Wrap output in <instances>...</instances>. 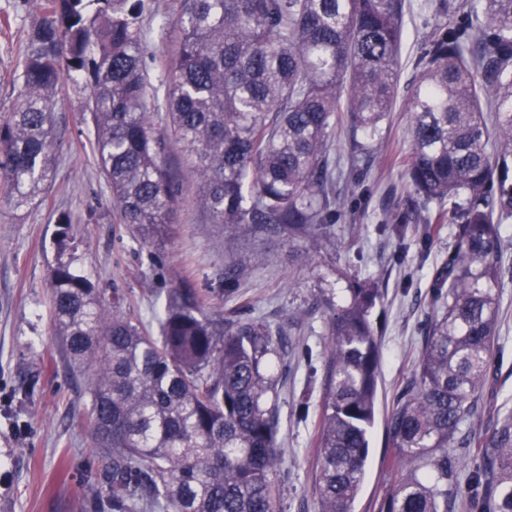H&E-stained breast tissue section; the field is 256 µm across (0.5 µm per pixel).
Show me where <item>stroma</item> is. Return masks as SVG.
<instances>
[{
	"label": "stroma",
	"instance_id": "stroma-1",
	"mask_svg": "<svg viewBox=\"0 0 512 512\" xmlns=\"http://www.w3.org/2000/svg\"><path fill=\"white\" fill-rule=\"evenodd\" d=\"M402 73L396 106L383 127V155L366 174L367 192L354 199L328 247L309 237L294 240L260 230L248 234L214 223L199 203V184L181 152L170 167L179 180L180 204L170 238L158 248L139 245L112 208L100 178L92 136L83 119L87 92L66 84L55 112L53 180L37 205L13 210L0 201V512H81L89 486L106 465L92 446L83 381L72 378L58 354L51 327L48 265L58 254L59 214L71 220L67 244L99 288L124 289L127 303L148 327L168 289L191 283L220 288L234 271L225 310L261 316L287 333L288 353L279 386V439L288 475L281 512H316L313 438L315 413L299 416L301 402L322 397L325 324L322 293L343 295L339 271L380 279L382 299L372 313L381 335L379 409L387 411L410 377L430 312L429 285L448 255L450 225L429 245L398 240L383 228L391 212L412 197L405 157L411 151L409 112L419 74L412 61L439 21L425 0H406ZM171 0H145L140 23L147 35L143 63L159 79L180 38L176 24H162ZM37 0H0V115L16 102L19 47L38 18ZM504 275L497 294L496 374L492 400L512 413V219L501 227ZM252 261L234 266L235 256ZM383 420L370 433L366 477L354 512H372L384 481Z\"/></svg>",
	"mask_w": 512,
	"mask_h": 512
}]
</instances>
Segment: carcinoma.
Masks as SVG:
<instances>
[{"label":"carcinoma","mask_w":512,"mask_h":512,"mask_svg":"<svg viewBox=\"0 0 512 512\" xmlns=\"http://www.w3.org/2000/svg\"><path fill=\"white\" fill-rule=\"evenodd\" d=\"M144 0H41L25 33L18 105L0 118V193L28 208L52 181L56 98L89 88L97 167L121 223L143 246L171 234L177 145L217 224L331 241L347 208L332 153L348 135L359 188L397 98L405 0H173L179 48L158 84L143 69ZM414 67L407 162L427 208L390 217L398 237L454 240L431 284L433 317L410 379L385 419L392 475L374 512H512V416L478 439L497 352L499 225L512 218V0H439ZM166 112L174 138L159 127ZM493 113L489 138L484 113ZM52 327L85 378L92 442L107 465L93 512H279V376L284 331L260 317L209 312L212 297L168 290L159 335L105 296L75 254L48 270ZM374 278L326 299L327 359L315 440L317 512H353L378 407L381 344ZM472 450L457 477L448 448Z\"/></svg>","instance_id":"carcinoma-1"}]
</instances>
